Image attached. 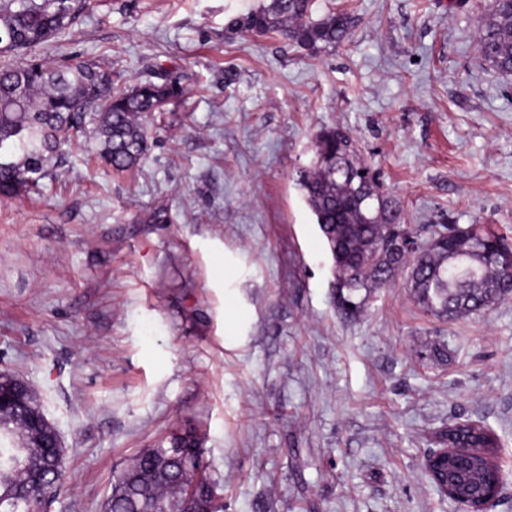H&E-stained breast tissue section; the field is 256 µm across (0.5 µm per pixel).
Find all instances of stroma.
Listing matches in <instances>:
<instances>
[{
  "mask_svg": "<svg viewBox=\"0 0 512 512\" xmlns=\"http://www.w3.org/2000/svg\"><path fill=\"white\" fill-rule=\"evenodd\" d=\"M261 2L96 0L35 52L187 91L133 171L91 139L43 197L0 196V371L60 433L50 512H103L125 460L185 430L224 512H463L422 461L465 420L496 436L492 512H512V298L440 319L400 279L340 314L298 184L339 126L421 237L485 224L512 244V76L478 63L493 0H314L356 25L313 54L226 31Z\"/></svg>",
  "mask_w": 512,
  "mask_h": 512,
  "instance_id": "35a3bbf8",
  "label": "stroma"
}]
</instances>
